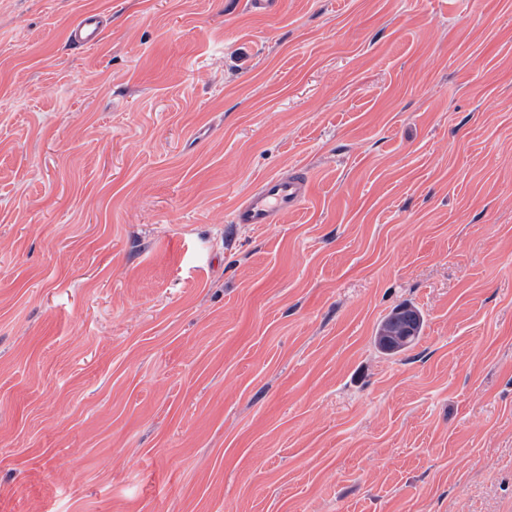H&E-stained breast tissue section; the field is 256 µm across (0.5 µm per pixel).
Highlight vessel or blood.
I'll return each mask as SVG.
<instances>
[{"instance_id": "1", "label": "vessel or blood", "mask_w": 512, "mask_h": 512, "mask_svg": "<svg viewBox=\"0 0 512 512\" xmlns=\"http://www.w3.org/2000/svg\"><path fill=\"white\" fill-rule=\"evenodd\" d=\"M100 13H84L69 31L73 45H96L104 32ZM309 198V182L301 170L284 171L256 182L233 207L230 221L234 224L274 226L282 215L297 210Z\"/></svg>"}]
</instances>
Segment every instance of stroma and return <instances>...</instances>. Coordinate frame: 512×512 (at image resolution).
I'll return each mask as SVG.
<instances>
[{"mask_svg": "<svg viewBox=\"0 0 512 512\" xmlns=\"http://www.w3.org/2000/svg\"><path fill=\"white\" fill-rule=\"evenodd\" d=\"M0 512H512V0H0ZM104 17L97 12L84 13L69 31V41L76 46L96 45L104 32ZM309 198V182L297 169L256 182L233 207L230 223L272 227L282 215L299 209ZM424 317L411 305L394 309L380 324L376 342L383 353L394 355L410 348L421 334Z\"/></svg>", "mask_w": 512, "mask_h": 512, "instance_id": "obj_1", "label": "stroma"}]
</instances>
